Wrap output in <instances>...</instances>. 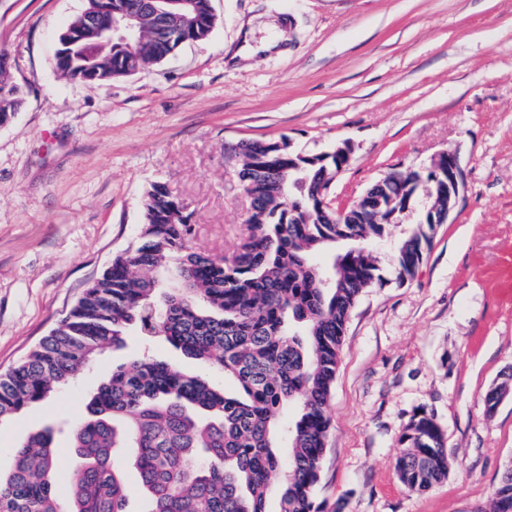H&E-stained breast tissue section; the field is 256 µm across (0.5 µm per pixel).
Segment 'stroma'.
Returning <instances> with one entry per match:
<instances>
[{"label": "stroma", "instance_id": "1", "mask_svg": "<svg viewBox=\"0 0 512 512\" xmlns=\"http://www.w3.org/2000/svg\"><path fill=\"white\" fill-rule=\"evenodd\" d=\"M84 0H0V47L24 92L0 127V372L47 336L132 244L150 184L192 215L194 245L231 255L248 200L242 141L318 154L348 140L334 207L391 170L458 158L464 189L414 278L366 289L346 326L316 488L344 512H490L512 460V0H212L206 40L107 82L57 69L58 35ZM272 49H265V42ZM140 339L50 400L0 423V468L30 433L61 425ZM419 410L450 469L424 492L395 471Z\"/></svg>", "mask_w": 512, "mask_h": 512}]
</instances>
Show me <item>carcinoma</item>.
I'll return each mask as SVG.
<instances>
[{"mask_svg": "<svg viewBox=\"0 0 512 512\" xmlns=\"http://www.w3.org/2000/svg\"><path fill=\"white\" fill-rule=\"evenodd\" d=\"M141 0H85L68 30L89 15L103 27ZM188 41L213 30L212 0H193ZM174 19L140 14L142 40L128 49L103 39L76 41L58 62L69 80L109 81L162 60L183 44ZM23 90L0 72V127ZM238 173L249 201L247 232L230 257L190 246L195 225L180 200L154 182L131 247L91 283L76 305L22 361L0 374V422L54 396L133 333L164 341L224 374L206 377L145 353L120 365L90 394L86 414L68 425L71 495L53 491L54 426L31 433L0 471V512H269L272 477H281L277 512H339L316 500L330 431L329 402L350 313L362 292L389 274L414 278L432 245L425 213L393 238L366 211L317 222V201L299 184L321 182L331 158L304 172L288 139L243 142ZM512 393V375L486 397L492 413ZM396 459L400 481L422 492L448 477L442 428L421 410L406 425ZM137 476L132 506L125 471ZM492 512H512V473H503Z\"/></svg>", "mask_w": 512, "mask_h": 512, "instance_id": "carcinoma-1", "label": "carcinoma"}]
</instances>
